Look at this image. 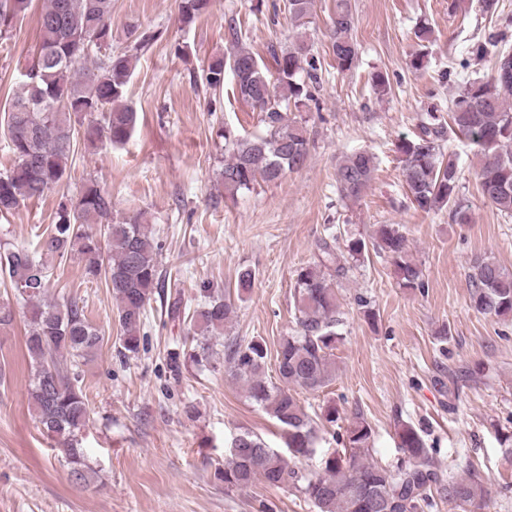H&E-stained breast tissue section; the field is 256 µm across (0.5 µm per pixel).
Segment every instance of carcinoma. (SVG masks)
Returning a JSON list of instances; mask_svg holds the SVG:
<instances>
[{
  "label": "carcinoma",
  "instance_id": "obj_1",
  "mask_svg": "<svg viewBox=\"0 0 512 512\" xmlns=\"http://www.w3.org/2000/svg\"><path fill=\"white\" fill-rule=\"evenodd\" d=\"M210 0H181L183 25H191L207 11ZM31 0H0V31L25 12ZM316 0H288V14L296 27L310 22ZM112 0H47L38 18V71L22 74V89L0 120L7 135L14 164L0 173V213L17 209L28 199H38L68 177L76 135L93 145L126 144L134 134L138 112L124 103L132 76V55L114 51H86L83 39L89 32L111 29ZM331 50L336 67L350 70L358 62V47L351 31L354 18L349 0H336L332 18ZM507 35L489 34L472 44L467 53L482 57L495 53V70L487 80L468 79L453 100L448 117L426 113L413 139L396 145L406 196L412 206L428 213L446 207L452 222L470 223L469 208L459 196L460 170L456 159L444 154L440 141L446 130L461 134L478 148L482 163L476 171L483 197L498 211L512 214V67L500 62L511 52L498 50ZM276 62L272 79L262 59L250 49L237 46L216 57L202 69L204 86L214 92L224 88L231 73L238 96L261 113L266 131L241 137L224 129L228 156L220 178L224 196L235 197L257 180L277 182L299 170L308 155L306 129L288 118L287 110L316 102L318 58L312 45L299 38L287 49L270 47ZM307 80L299 81L300 74ZM375 171L374 157L367 152L344 156L336 165V190L341 198L361 199ZM376 247L388 254L399 287L424 288L422 270L409 254L406 236L397 224H380ZM316 261L297 270L293 303L299 331L282 339L278 350V380L265 373L266 346L258 341L229 339L220 342L224 324L235 313L231 299L200 289L202 301L190 316L196 347L189 358L201 367L213 366L216 346L227 352V369L244 382L248 397L281 427L289 457L269 447L258 435L241 432L244 442L227 452L224 466L215 470L228 490H241L258 482L300 491L317 512H422L433 493L463 510L484 502L488 482L466 462L463 476L441 483L437 467L420 430L409 423L398 429L399 448L406 461L393 469L363 457L372 430L355 416L346 428L342 450L321 459L318 472H304L290 460L311 458L316 444L314 419L291 392L299 387L316 391L326 386L335 371L337 344L341 341L339 298L334 278H342L350 265L365 257L366 243L346 241L344 248L322 240ZM163 245L145 222L144 212L116 220L112 197L97 183H87L75 198L62 203L56 221L46 229L36 248L17 245L0 253V272L9 276L16 299L28 317L25 347L31 369L29 404L46 435L57 440L69 459L71 475L78 482L89 479L90 467L77 434L90 420V409L79 362L94 359L104 336L87 319L84 308L73 299L62 302L48 297L53 262L78 256L86 274L104 277L116 301L120 326L119 353L135 355L144 336L146 306L160 285L159 257ZM469 300L474 311L512 319V270L490 256H477L470 265Z\"/></svg>",
  "mask_w": 512,
  "mask_h": 512
}]
</instances>
